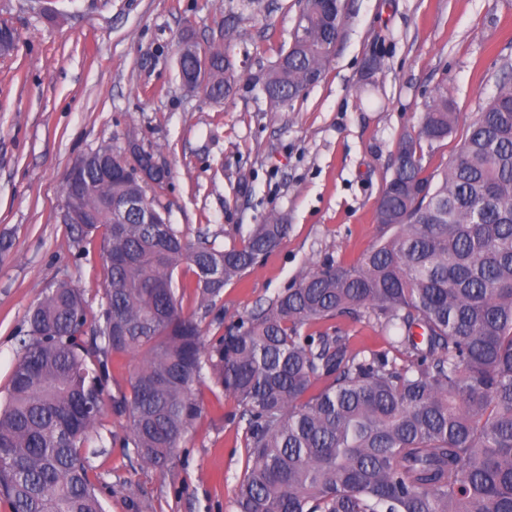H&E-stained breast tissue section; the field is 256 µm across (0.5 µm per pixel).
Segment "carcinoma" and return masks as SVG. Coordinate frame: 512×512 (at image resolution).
<instances>
[{
  "mask_svg": "<svg viewBox=\"0 0 512 512\" xmlns=\"http://www.w3.org/2000/svg\"><path fill=\"white\" fill-rule=\"evenodd\" d=\"M301 0L303 22L261 82L283 109L330 62L343 0ZM184 76L204 91L233 89L220 51L185 45ZM457 113L439 87L416 135L403 137L377 206L381 236L362 262L327 260L236 330L204 341L183 311L211 308L224 286L255 268L287 236L278 217L228 248L172 224L108 223L107 203L146 196L131 174L140 158L111 152L126 178L87 196L99 223L70 225L78 254L101 235L105 308L88 324L80 289L57 282L28 316L0 406V497L11 512H103L90 479L109 356L139 366L112 399L127 423L122 445L164 472L201 415L196 387L210 379L245 422L250 466L238 512H512V80H503L468 124L439 181L426 157ZM186 267L192 279H174ZM365 319L395 356L351 352L330 327Z\"/></svg>",
  "mask_w": 512,
  "mask_h": 512,
  "instance_id": "1",
  "label": "carcinoma"
}]
</instances>
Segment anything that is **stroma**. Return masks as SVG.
Wrapping results in <instances>:
<instances>
[{"label":"stroma","instance_id":"stroma-1","mask_svg":"<svg viewBox=\"0 0 512 512\" xmlns=\"http://www.w3.org/2000/svg\"><path fill=\"white\" fill-rule=\"evenodd\" d=\"M333 59L292 106L273 109L258 76L288 48L299 0H0L17 35L0 57V397L9 389L20 332L44 289L83 290L88 319L104 303L99 242L77 256L61 221L66 176L82 155L128 141L152 151L169 178L146 189L171 224L217 246L283 217L288 236L231 281L211 311L185 314L217 336L267 305L326 258L353 264L376 243L377 203L401 137L415 134L436 87L448 89L455 131L430 167L457 154L476 112L512 77V0H345ZM219 47L234 66L231 94L186 92L184 40ZM137 362L113 357L101 410L111 442L91 459L104 512H237L247 469L234 398L198 386L201 417L159 473L122 448L127 428L112 397Z\"/></svg>","mask_w":512,"mask_h":512}]
</instances>
